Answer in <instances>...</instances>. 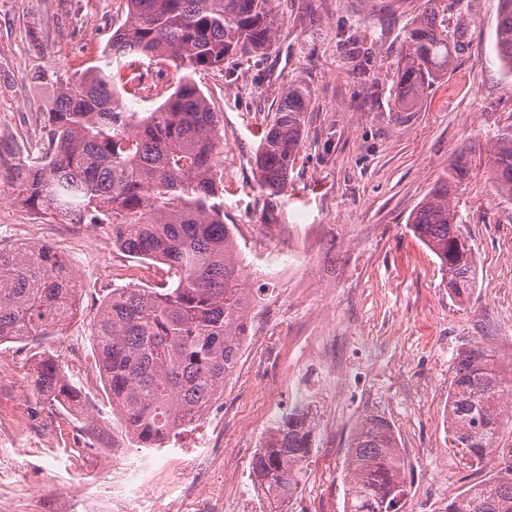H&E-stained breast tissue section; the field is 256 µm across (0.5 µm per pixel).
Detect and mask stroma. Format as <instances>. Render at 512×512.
Listing matches in <instances>:
<instances>
[{
	"mask_svg": "<svg viewBox=\"0 0 512 512\" xmlns=\"http://www.w3.org/2000/svg\"><path fill=\"white\" fill-rule=\"evenodd\" d=\"M120 0H0V246L46 244L70 261L76 314L44 335L0 344V512H77L76 499L111 478L106 448L144 458L167 487L149 512H193L180 499L208 455L233 451L237 490L224 512L256 498L254 441L304 385L322 397L314 449L288 512L309 503L344 512L348 441L369 416L398 435L410 482L404 512H448L449 502L495 474L467 464L441 414L458 350L480 344L512 361V200L491 179L490 151L512 124V76L493 51L498 0H275L281 21L263 55L225 61L195 80L224 120V221L236 225L252 314L238 366L201 426L164 448L137 447L100 378L93 328L113 289L153 286L161 271L112 246L104 225L72 224L23 203L18 164L38 157L52 92L36 77L96 65L123 22ZM431 10L454 60L410 112L395 104L392 75L405 29ZM311 99L300 156L279 193L261 190L254 155L292 81ZM469 171L453 205L476 256V286L457 303L437 258L408 225L460 150ZM59 361L82 394L55 409L31 386L41 356Z\"/></svg>",
	"mask_w": 512,
	"mask_h": 512,
	"instance_id": "1",
	"label": "stroma"
}]
</instances>
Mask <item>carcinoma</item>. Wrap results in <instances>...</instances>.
Segmentation results:
<instances>
[{
  "mask_svg": "<svg viewBox=\"0 0 512 512\" xmlns=\"http://www.w3.org/2000/svg\"><path fill=\"white\" fill-rule=\"evenodd\" d=\"M274 0H125V20L101 64L55 77L46 116L47 147L24 173L29 208L60 214L72 224H107L112 246L161 265L154 288L112 290L94 327L99 370L112 407L140 448H162L195 429L224 395L248 333L252 288L224 223L220 143L223 115L194 79L234 56L259 54L276 39ZM495 50L512 72V0H499ZM171 63L183 76L154 109L140 114L118 104L115 83L153 96L142 72L121 75L125 59ZM453 50L426 12L407 30L393 75L398 108L417 106L448 71ZM309 103L307 87L291 83L265 127L255 166L262 189L277 193L298 159ZM491 177L512 199V125L495 138ZM468 172L457 155L412 213L414 237L439 261L449 294L465 303L476 280V255L456 224L452 198ZM76 277L50 245L0 248V343L39 336L76 311ZM37 394L75 408L78 393L61 365L41 359L32 376ZM512 374L477 344L457 352L448 387V432L453 448L481 465L512 434L504 394ZM312 451V426L303 413L281 415L254 455V485L268 512H283L297 492ZM345 512H402L405 463L392 426L367 417L351 435L344 465ZM448 512H512V465L470 487Z\"/></svg>",
  "mask_w": 512,
  "mask_h": 512,
  "instance_id": "obj_1",
  "label": "carcinoma"
}]
</instances>
